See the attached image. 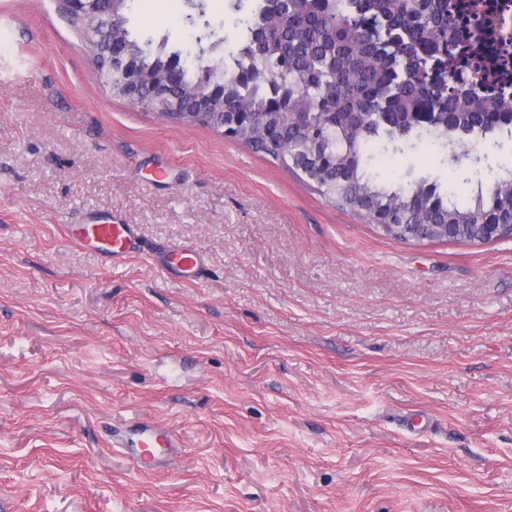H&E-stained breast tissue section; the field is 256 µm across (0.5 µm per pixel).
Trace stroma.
Returning a JSON list of instances; mask_svg holds the SVG:
<instances>
[{
    "instance_id": "stroma-1",
    "label": "stroma",
    "mask_w": 512,
    "mask_h": 512,
    "mask_svg": "<svg viewBox=\"0 0 512 512\" xmlns=\"http://www.w3.org/2000/svg\"><path fill=\"white\" fill-rule=\"evenodd\" d=\"M134 0L167 51L238 49L254 0ZM449 169L467 202L512 141ZM133 225L126 260L70 224ZM188 246L205 270L164 268ZM185 446L140 474L111 434ZM0 512H512V240L400 243L270 157L111 97L58 0H0Z\"/></svg>"
}]
</instances>
